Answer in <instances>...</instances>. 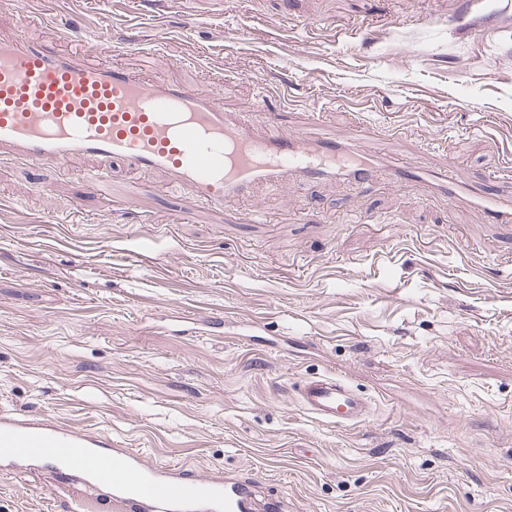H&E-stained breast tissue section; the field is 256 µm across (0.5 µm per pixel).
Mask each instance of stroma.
<instances>
[{
  "instance_id": "35a3bbf8",
  "label": "stroma",
  "mask_w": 512,
  "mask_h": 512,
  "mask_svg": "<svg viewBox=\"0 0 512 512\" xmlns=\"http://www.w3.org/2000/svg\"><path fill=\"white\" fill-rule=\"evenodd\" d=\"M69 47L512 190V0H33ZM0 159V414L51 418L285 512H512V224L386 172L256 185L225 215L159 173ZM262 220L250 222L252 208ZM154 254L135 258L140 243ZM371 398L325 425L291 386ZM55 470L0 467V512Z\"/></svg>"
}]
</instances>
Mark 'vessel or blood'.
<instances>
[{
  "mask_svg": "<svg viewBox=\"0 0 512 512\" xmlns=\"http://www.w3.org/2000/svg\"><path fill=\"white\" fill-rule=\"evenodd\" d=\"M16 11L21 35L0 42V157H26L66 167L84 156L133 172L164 174L211 206L250 197L259 183L281 189L293 182L343 180L368 185L378 170L395 184L417 181L449 202L483 210L496 224L512 223V192L488 191L460 178L454 166L436 169L397 160L320 131L259 134L225 112L213 90L144 79L97 58L102 44L64 51L25 36L46 14L0 0ZM293 392L316 420L354 424L371 403L341 378L316 374ZM0 456L64 466L50 512H255L251 482L214 472L200 476L175 465H151L132 448L87 435L55 420L0 416Z\"/></svg>",
  "mask_w": 512,
  "mask_h": 512,
  "instance_id": "vessel-or-blood-1",
  "label": "vessel or blood"
}]
</instances>
